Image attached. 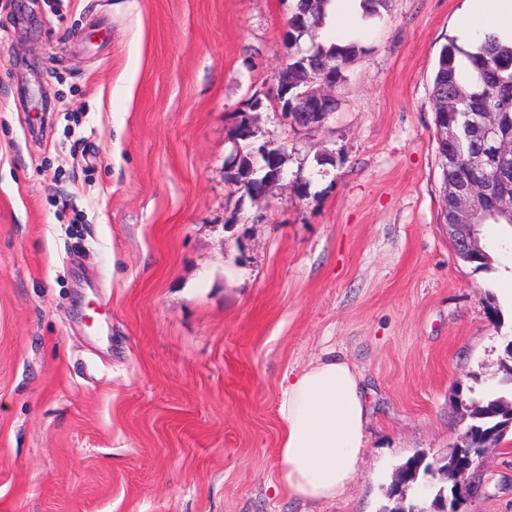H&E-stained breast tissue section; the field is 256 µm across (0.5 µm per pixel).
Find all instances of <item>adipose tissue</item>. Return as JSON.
<instances>
[{
	"mask_svg": "<svg viewBox=\"0 0 512 512\" xmlns=\"http://www.w3.org/2000/svg\"><path fill=\"white\" fill-rule=\"evenodd\" d=\"M365 22L362 0H329L322 30L343 45ZM487 35L512 43V0H464L459 45L470 47ZM367 416L362 380L346 358L331 352L287 375L278 405L279 488L310 505L341 498L358 472Z\"/></svg>",
	"mask_w": 512,
	"mask_h": 512,
	"instance_id": "1",
	"label": "adipose tissue"
}]
</instances>
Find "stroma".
Here are the masks:
<instances>
[{
    "instance_id": "stroma-1",
    "label": "stroma",
    "mask_w": 512,
    "mask_h": 512,
    "mask_svg": "<svg viewBox=\"0 0 512 512\" xmlns=\"http://www.w3.org/2000/svg\"><path fill=\"white\" fill-rule=\"evenodd\" d=\"M463 0H387L242 198L233 117L291 54L295 0H0V512H306L275 493L279 385L324 351L366 389V448L320 512H381L502 377L512 243L463 261L432 79ZM497 306L498 320L488 308ZM460 512H512V430Z\"/></svg>"
}]
</instances>
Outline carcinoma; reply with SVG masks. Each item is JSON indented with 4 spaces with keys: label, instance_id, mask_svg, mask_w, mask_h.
<instances>
[{
    "label": "carcinoma",
    "instance_id": "1",
    "mask_svg": "<svg viewBox=\"0 0 512 512\" xmlns=\"http://www.w3.org/2000/svg\"><path fill=\"white\" fill-rule=\"evenodd\" d=\"M329 0H297L288 19V41L296 52L276 76L272 99L282 109L295 103L296 97L324 84L333 86L344 78L343 71L362 46L351 42L345 46H329L316 41L315 31L322 25L324 7ZM448 95L452 104L446 118L456 133L452 152L441 154L444 180H477L502 177L512 186V168L503 174L494 169L481 171L471 164L473 148L479 132L473 124L474 114L494 112L499 131L512 136V45H502L494 39L481 43L478 51L470 53L452 39L441 49L432 81V96ZM262 105V98L254 94L240 112V121L233 129V140L240 151L235 170L227 179L244 189L250 199L267 194L276 181L260 177L254 172L256 131L248 113ZM471 424L494 433L493 442L499 443L512 428V398L504 390H493L473 399L469 405ZM445 493L437 491L432 500L417 498L404 504L405 512H438L437 506Z\"/></svg>",
    "mask_w": 512,
    "mask_h": 512
}]
</instances>
